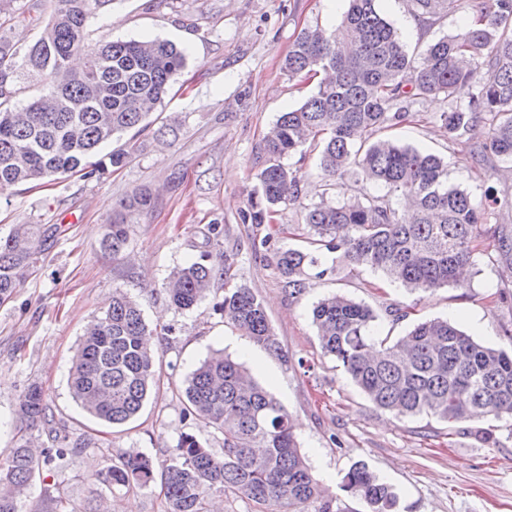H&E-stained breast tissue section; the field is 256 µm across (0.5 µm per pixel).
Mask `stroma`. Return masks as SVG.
Instances as JSON below:
<instances>
[{
  "mask_svg": "<svg viewBox=\"0 0 512 512\" xmlns=\"http://www.w3.org/2000/svg\"><path fill=\"white\" fill-rule=\"evenodd\" d=\"M347 0H114L91 18L86 44L116 40H167L184 49L186 65L174 78L149 127L134 142L126 167L85 178L62 176L49 186L34 183L0 192V237L19 224L47 231L37 271L15 296L0 304V458L20 444L50 448L44 426L28 427L18 414L20 398L41 385L55 421L71 438L94 441L59 466L43 467L22 495L20 512H52L65 492L78 512H164L159 486L92 492L109 464L136 452L164 460L181 434L190 433L214 454L223 435L184 417L183 385L207 356L224 352L243 363L280 400L315 475L329 494L340 492L348 469L364 463L397 494L395 512H512V432L501 429L492 447L460 434L457 425L420 415L400 419L375 407L321 349L311 320L313 305L343 293L376 313L379 336L405 335L419 321L441 318L474 340L512 350V299L503 300L502 270L493 262V240L474 254L465 287L408 293L369 269L349 274L332 255L321 258L324 275L310 274L304 290L285 291L274 254L282 247L305 249L297 232L304 206L377 194L353 167L328 187L316 150L287 157L300 177L297 203L279 206L272 223L251 224L242 213L257 186L263 137L286 111L316 90L315 83L288 77L281 65L301 30L338 28ZM471 0L432 27H402L409 50L460 32ZM468 97L416 100L409 120L392 129L398 142L438 155L448 165L449 185L482 198L492 187L500 199L493 223L512 227V177L502 160L479 162L473 149L485 143L484 125L453 142L440 115ZM182 126L170 145L155 138L168 117ZM148 190L153 209L135 217L119 254L101 246L103 226L127 196ZM230 257V276H216L206 298L191 310L169 303L170 274L201 255ZM249 288L266 307L283 355H275L226 325L216 307L230 285ZM141 306L163 359L160 387L130 422L110 426L90 418L68 387L71 358L83 331L115 291ZM401 308L404 318L391 311Z\"/></svg>",
  "mask_w": 512,
  "mask_h": 512,
  "instance_id": "35a3bbf8",
  "label": "stroma"
}]
</instances>
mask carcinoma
Segmentation results:
<instances>
[{"label": "carcinoma", "instance_id": "obj_1", "mask_svg": "<svg viewBox=\"0 0 512 512\" xmlns=\"http://www.w3.org/2000/svg\"><path fill=\"white\" fill-rule=\"evenodd\" d=\"M50 19L26 49L0 41V188L92 175L133 160L134 148L100 154V147L123 132L137 133L168 93L173 76L186 64L175 44L117 40L103 45L82 68L73 65L96 12L114 0H49ZM406 11L434 24L459 9L461 0H403ZM282 68L288 76L328 79L299 107L282 113L263 138L266 160L258 189L243 218L262 224L277 207L299 199V177L284 158L309 144L319 150L324 176H342L358 167L365 180L386 190L353 201L322 200L305 207L304 235L310 250L281 248L276 266L284 287L304 289L317 254H336L349 269L383 272L409 292L464 287L460 272L471 265L485 238L495 242L506 272L500 287L512 288V229L490 224L493 212L471 194L448 185L443 160L409 145L376 137L401 121L411 99L449 96L471 89L468 101L440 116L452 141L483 122L487 140L475 150L478 161L491 153L512 163V0H478L462 30L429 44L420 57L377 8V0H348L342 40L321 28H305L293 41ZM39 92L17 103L20 80ZM412 201L408 214L390 196ZM148 192L124 199L105 224L103 248L116 254L128 242L127 224L149 211ZM45 236L21 225L0 238V303L13 298L37 267ZM224 268L206 258L176 270L166 284L171 304L188 310L203 300ZM224 323L277 355L282 347L266 309L248 288L227 289L220 305ZM321 348L342 365L354 384L377 407L398 418L427 415L456 424L512 420V353L475 341L448 320L420 322L395 340L375 337L377 315L344 294L320 299L312 309ZM151 335L139 304L122 291L86 327L73 358L69 385L74 400L93 418L123 425L159 387L162 360L148 345ZM184 415L224 435L220 456L197 438L181 434L161 463L143 453L110 466L102 482L127 488L160 485L165 512H209L216 493H233L254 506L280 502L285 512H353L359 498L370 512H391L396 494L365 464L343 477L346 497L324 495L304 456L281 403L246 368L221 352L205 359L185 381ZM31 426L49 422L42 387L21 396ZM498 426L466 427L482 444H499ZM86 445L62 438L36 455L26 445L0 460V512H19L18 497L36 470L51 466Z\"/></svg>", "mask_w": 512, "mask_h": 512}]
</instances>
